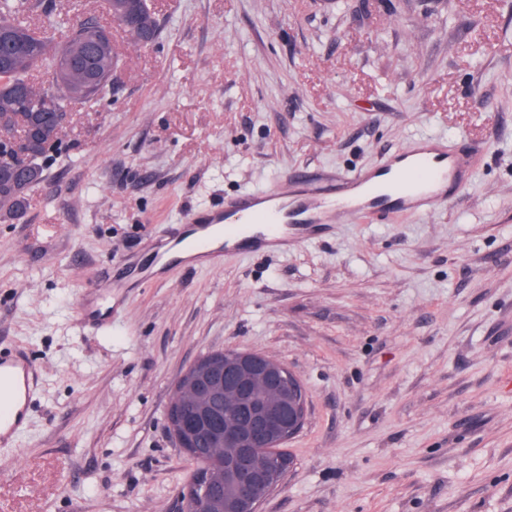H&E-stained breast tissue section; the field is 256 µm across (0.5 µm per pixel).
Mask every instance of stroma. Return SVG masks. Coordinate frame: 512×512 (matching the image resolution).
Here are the masks:
<instances>
[{
  "mask_svg": "<svg viewBox=\"0 0 512 512\" xmlns=\"http://www.w3.org/2000/svg\"><path fill=\"white\" fill-rule=\"evenodd\" d=\"M148 47L120 28L114 89L72 107L22 218L0 221V340L39 371L0 447V512H181L198 469L167 408L227 347L308 392L293 467L259 512H512V0H158ZM52 0L31 27L103 16ZM426 136L476 147L461 192L337 214L287 249L169 264L149 240L294 171L379 168ZM78 321L97 329L112 325V294L105 296L103 288H90L78 300Z\"/></svg>",
  "mask_w": 512,
  "mask_h": 512,
  "instance_id": "35a3bbf8",
  "label": "stroma"
}]
</instances>
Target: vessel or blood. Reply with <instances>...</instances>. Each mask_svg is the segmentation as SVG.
Segmentation results:
<instances>
[{
  "label": "vessel or blood",
  "instance_id": "b4317fda",
  "mask_svg": "<svg viewBox=\"0 0 512 512\" xmlns=\"http://www.w3.org/2000/svg\"><path fill=\"white\" fill-rule=\"evenodd\" d=\"M450 166L447 150L428 142L402 152L377 179L364 171L344 177L301 172L293 180L308 187L307 198L289 202L279 186L244 193L225 204L223 220L203 212L193 214V235H173L171 244L190 253L192 261L219 264L227 242L261 250L285 245L292 237H306L323 208L339 204L353 210L367 206L384 211L396 202L436 199L437 186L448 178ZM78 320L97 329L110 327L111 298L99 288L85 290L78 300ZM38 377L36 365L23 350L0 347L1 445L12 444L22 428Z\"/></svg>",
  "mask_w": 512,
  "mask_h": 512
}]
</instances>
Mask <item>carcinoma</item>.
I'll return each instance as SVG.
<instances>
[{"mask_svg": "<svg viewBox=\"0 0 512 512\" xmlns=\"http://www.w3.org/2000/svg\"><path fill=\"white\" fill-rule=\"evenodd\" d=\"M108 5L117 21L133 13L140 19L142 35L155 36L158 20L145 0H108ZM31 10L32 0H0V119L11 125L15 141L44 159L55 149V143L49 138L33 142L31 129L36 107L30 71L44 68L55 74L57 89L52 111L64 112L71 101H102L110 90L107 79L116 61L112 42L104 30H82L74 22H51L33 29L27 23ZM40 185L39 181L26 182L21 169L0 168V213L20 215L30 193ZM216 478L221 496L211 512H223L224 505L235 495V486L221 473Z\"/></svg>", "mask_w": 512, "mask_h": 512, "instance_id": "carcinoma-1", "label": "carcinoma"}]
</instances>
